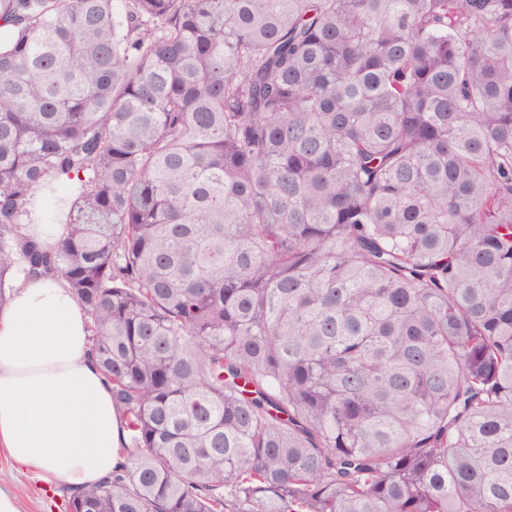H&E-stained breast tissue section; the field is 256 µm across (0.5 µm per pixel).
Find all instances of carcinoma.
Masks as SVG:
<instances>
[{
  "instance_id": "cac0c4a2",
  "label": "carcinoma",
  "mask_w": 512,
  "mask_h": 512,
  "mask_svg": "<svg viewBox=\"0 0 512 512\" xmlns=\"http://www.w3.org/2000/svg\"><path fill=\"white\" fill-rule=\"evenodd\" d=\"M18 274L125 421L68 512H512V0H0ZM78 192V184L65 176L51 179L36 189L30 207L33 221L23 225V232L43 242L53 243L66 229L69 204Z\"/></svg>"
}]
</instances>
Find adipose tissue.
Here are the masks:
<instances>
[{
  "label": "adipose tissue",
  "mask_w": 512,
  "mask_h": 512,
  "mask_svg": "<svg viewBox=\"0 0 512 512\" xmlns=\"http://www.w3.org/2000/svg\"><path fill=\"white\" fill-rule=\"evenodd\" d=\"M77 192L63 176L36 189L24 233L56 241ZM125 440L71 289L60 278L17 280L0 308V453L18 473L77 491L111 474Z\"/></svg>",
  "instance_id": "obj_1"
}]
</instances>
